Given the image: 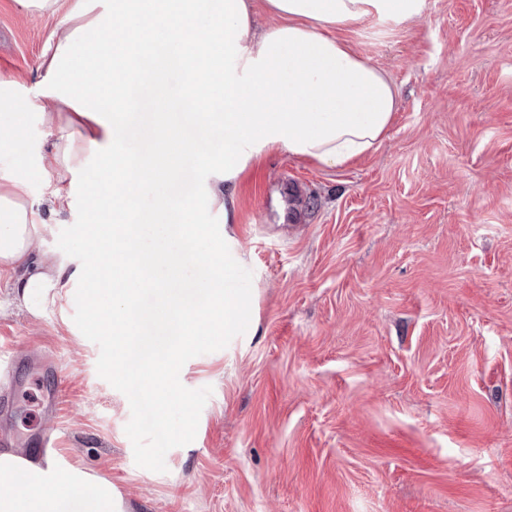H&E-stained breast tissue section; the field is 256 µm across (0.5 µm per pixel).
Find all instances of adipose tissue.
<instances>
[{
	"mask_svg": "<svg viewBox=\"0 0 512 512\" xmlns=\"http://www.w3.org/2000/svg\"><path fill=\"white\" fill-rule=\"evenodd\" d=\"M16 0L27 13L51 16L54 28L40 67L41 103L0 83V272L13 279L18 308L37 316L67 276L95 285L88 294L92 330L121 340L140 324L122 282L156 257L130 249L123 228L138 216L142 189L159 202L149 220L206 225L217 241L202 258L213 278L193 313L179 318L180 335L199 342L243 325L250 295L223 284V264L235 259L229 230L240 175L272 151L340 167L368 152L391 126L397 90L387 73L346 41L330 36L368 18L404 22L420 16L426 0H266L278 23L256 30L252 0ZM183 75V91L155 112L154 143L128 161L118 120L145 82L169 68ZM223 105L224 155L208 144L214 105ZM40 108L52 158L41 173L50 192L37 198L21 171L28 163V115ZM196 152L203 167L197 195L172 214L167 190L179 160L170 141ZM84 200L79 265L38 252L48 215L71 212ZM11 456L0 457V512H65L71 498L88 512H114L112 487L67 470L30 466L12 478Z\"/></svg>",
	"mask_w": 512,
	"mask_h": 512,
	"instance_id": "1",
	"label": "adipose tissue"
}]
</instances>
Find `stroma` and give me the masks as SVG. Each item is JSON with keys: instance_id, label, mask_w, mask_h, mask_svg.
I'll list each match as a JSON object with an SVG mask.
<instances>
[{"instance_id": "stroma-1", "label": "stroma", "mask_w": 512, "mask_h": 512, "mask_svg": "<svg viewBox=\"0 0 512 512\" xmlns=\"http://www.w3.org/2000/svg\"><path fill=\"white\" fill-rule=\"evenodd\" d=\"M53 27L0 0V79L37 91ZM399 91L382 142L328 169L274 152L241 176L228 285L247 332L181 369L211 387L166 472L138 467L124 394L61 298L40 316L0 277V437L111 483L117 512H512V0H426L340 31ZM181 92L168 69L122 127L127 156ZM84 208L41 245L78 260Z\"/></svg>"}]
</instances>
